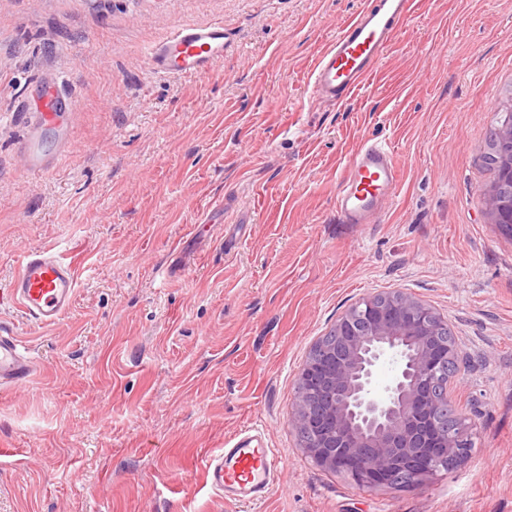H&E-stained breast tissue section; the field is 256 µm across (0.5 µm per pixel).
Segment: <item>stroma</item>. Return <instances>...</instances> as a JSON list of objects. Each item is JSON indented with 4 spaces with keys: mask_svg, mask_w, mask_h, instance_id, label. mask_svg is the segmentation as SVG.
Returning a JSON list of instances; mask_svg holds the SVG:
<instances>
[{
    "mask_svg": "<svg viewBox=\"0 0 512 512\" xmlns=\"http://www.w3.org/2000/svg\"><path fill=\"white\" fill-rule=\"evenodd\" d=\"M365 3L0 0V289L35 249L78 282L48 328L0 300L38 363L0 389V512H512V238L481 196L512 111V0H416L351 99L313 100L319 53ZM216 20L211 73L147 68L152 43ZM49 81L76 103L55 127ZM368 140L390 145L398 194L342 224L336 184ZM394 290L453 330L448 397L474 447L422 487L361 491L290 417L315 340ZM251 425L284 468L261 502L217 500L205 460ZM71 106L72 101L60 94L56 83L43 85L38 110L45 124L54 123L58 113L69 112Z\"/></svg>",
    "mask_w": 512,
    "mask_h": 512,
    "instance_id": "1",
    "label": "stroma"
}]
</instances>
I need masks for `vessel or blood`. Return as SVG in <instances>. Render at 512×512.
Instances as JSON below:
<instances>
[{"label":"vessel or blood","mask_w":512,"mask_h":512,"mask_svg":"<svg viewBox=\"0 0 512 512\" xmlns=\"http://www.w3.org/2000/svg\"><path fill=\"white\" fill-rule=\"evenodd\" d=\"M413 0H369L326 45L311 74L315 97L344 102L352 97L382 59L394 34L412 11ZM228 32L223 23L186 24L152 44L148 67L160 75L208 73L224 56ZM71 100L56 84L42 87L38 110L44 123L69 111ZM399 168L392 150L376 141L362 143L336 185V214L343 224H374L394 201ZM77 288L70 263L47 250L29 252L11 283V295L23 313L41 326L57 324L68 311ZM34 370L30 350L15 331L0 323V385L20 388ZM283 466L275 449L261 436L244 431L225 441L207 460L213 494L237 503H255L272 490Z\"/></svg>","instance_id":"vessel-or-blood-1"}]
</instances>
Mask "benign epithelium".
Here are the masks:
<instances>
[{
    "instance_id": "7a95c632",
    "label": "benign epithelium",
    "mask_w": 512,
    "mask_h": 512,
    "mask_svg": "<svg viewBox=\"0 0 512 512\" xmlns=\"http://www.w3.org/2000/svg\"><path fill=\"white\" fill-rule=\"evenodd\" d=\"M503 191L484 193L485 213L512 235V113L496 130ZM439 318L428 304L403 292L364 298L337 319L336 337L315 342L297 378L290 424L318 466L366 490H407L442 474L452 453H472V424L438 418L439 392L451 352L439 343ZM391 366L388 383L374 376Z\"/></svg>"
}]
</instances>
